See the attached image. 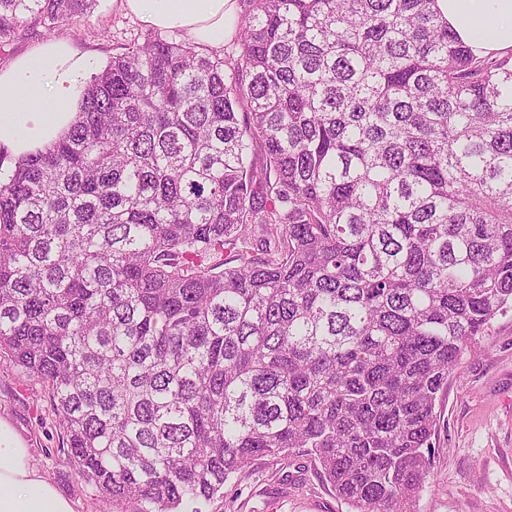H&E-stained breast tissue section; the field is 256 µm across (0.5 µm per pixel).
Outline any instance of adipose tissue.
I'll list each match as a JSON object with an SVG mask.
<instances>
[{
  "label": "adipose tissue",
  "mask_w": 512,
  "mask_h": 512,
  "mask_svg": "<svg viewBox=\"0 0 512 512\" xmlns=\"http://www.w3.org/2000/svg\"><path fill=\"white\" fill-rule=\"evenodd\" d=\"M148 26L179 29L213 47L234 27L232 0H115ZM459 40L476 55L512 54V0H437ZM93 59L66 36L35 44L0 67V147L11 157L51 147L79 114ZM0 512H73L0 421Z\"/></svg>",
  "instance_id": "obj_1"
}]
</instances>
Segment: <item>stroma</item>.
<instances>
[{"label":"stroma","instance_id":"obj_1","mask_svg":"<svg viewBox=\"0 0 512 512\" xmlns=\"http://www.w3.org/2000/svg\"><path fill=\"white\" fill-rule=\"evenodd\" d=\"M61 34L94 53L99 65L150 35L112 0L62 25ZM437 410L434 476L419 512H512V311L497 316L480 348L449 375ZM0 419L29 448L40 471L74 512H102L92 486L68 461L66 440L48 393L0 356ZM202 512H349L306 456L256 459L247 477L231 479Z\"/></svg>","mask_w":512,"mask_h":512}]
</instances>
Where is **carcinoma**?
Returning <instances> with one entry per match:
<instances>
[{"mask_svg": "<svg viewBox=\"0 0 512 512\" xmlns=\"http://www.w3.org/2000/svg\"><path fill=\"white\" fill-rule=\"evenodd\" d=\"M436 2L248 0L238 55L148 36L0 151V355L112 512L294 454L417 512L448 375L512 308V54ZM94 5L0 0V48Z\"/></svg>", "mask_w": 512, "mask_h": 512, "instance_id": "carcinoma-1", "label": "carcinoma"}]
</instances>
